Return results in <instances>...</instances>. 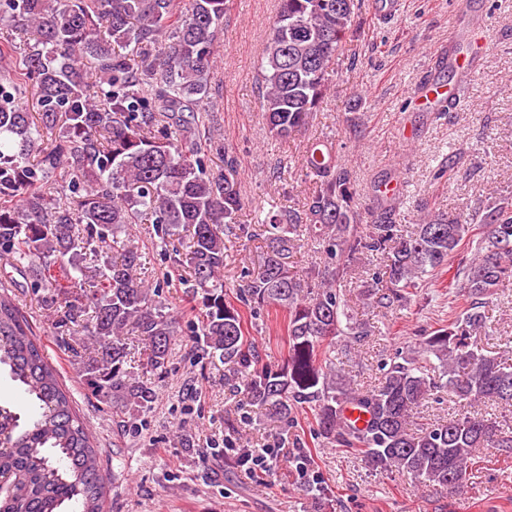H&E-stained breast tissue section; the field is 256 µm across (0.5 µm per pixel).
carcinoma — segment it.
<instances>
[{
  "label": "carcinoma",
  "instance_id": "obj_1",
  "mask_svg": "<svg viewBox=\"0 0 512 512\" xmlns=\"http://www.w3.org/2000/svg\"><path fill=\"white\" fill-rule=\"evenodd\" d=\"M228 0H0V260L29 269L30 288L56 315L64 348L82 359L92 396L146 411L157 397L124 367L126 336L139 337L144 369L166 374L176 320L160 290L169 277H140L133 226H156L157 246L190 269L203 317L191 333L208 355L246 373L243 398L283 421L311 413L316 439L395 467L442 492L464 488L482 448L512 451V428L464 413L415 428L422 404L442 391L461 406H512V350L490 354L477 334L482 309L512 279V204L487 213L434 215L413 230L385 205L363 225L348 167L311 144L303 167L315 187L302 209L271 208L280 232L257 275L224 298V227L244 200L238 159L211 166ZM360 0H279L263 50L260 110L269 131H300L327 95L330 73L357 25ZM184 235L186 253L174 243ZM327 261L305 276L290 265L294 242ZM371 257L384 308L404 307L425 279L451 274L460 313L426 337L421 357L390 363L364 389L336 374V337L366 336L346 311L342 288ZM276 305L288 315L282 366L249 371L256 350L244 310ZM32 403L21 415L0 404V512H104L105 475L89 429L62 388L14 300L0 293V376ZM355 406L366 427L344 418Z\"/></svg>",
  "mask_w": 512,
  "mask_h": 512
}]
</instances>
